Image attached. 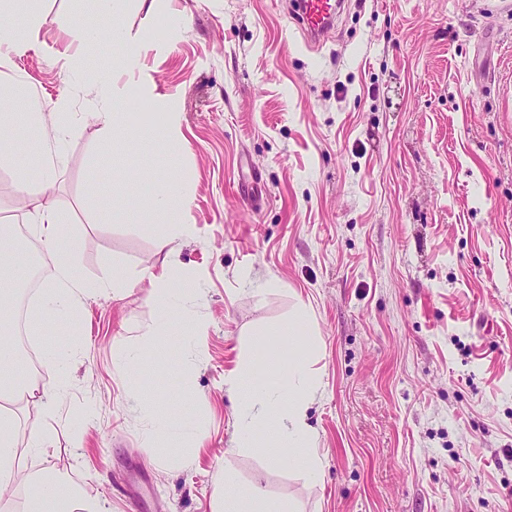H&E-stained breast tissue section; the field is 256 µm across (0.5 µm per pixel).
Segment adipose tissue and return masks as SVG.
<instances>
[{
	"label": "adipose tissue",
	"instance_id": "adipose-tissue-1",
	"mask_svg": "<svg viewBox=\"0 0 512 512\" xmlns=\"http://www.w3.org/2000/svg\"><path fill=\"white\" fill-rule=\"evenodd\" d=\"M42 0H0V166H10L23 148L16 136L24 127L37 146L35 164L15 175L13 199L23 210L26 223L54 263L52 277L44 283L39 309L29 318L33 335L43 333L51 319H64L78 325L85 299L93 293L120 292L127 278L112 273L89 282L74 275L73 258L82 248V239L65 222L55 199L56 162L64 152L71 128L64 112L45 111L33 95L23 74L15 72L13 56L34 48L46 18ZM139 189L135 208L122 211L125 219H136L152 233L158 248L194 236L195 228L185 218L184 203L172 178L133 171L129 174ZM150 302L160 313V330H201L193 303L196 290L176 267H164L151 274ZM182 302H175L173 292ZM13 330L10 321L0 317V497L11 486L25 490L24 512H104L100 499L85 494L56 479L48 471H33L30 458L53 453L51 435L35 431L26 448L16 442L17 403L40 413H49L55 400L64 396L70 383L57 373L52 351H45L43 366L52 374L51 384L41 378L24 377L19 356L8 342ZM238 407L237 427L242 445L265 453L276 449L280 456L294 461L307 477H318L322 460L313 449V432L307 421L308 407L319 385L308 356L289 352L287 363H279L268 353L251 356L247 368L226 379ZM218 512H296L295 508L273 499L259 486L242 489L225 481L217 500Z\"/></svg>",
	"mask_w": 512,
	"mask_h": 512
}]
</instances>
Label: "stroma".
I'll list each match as a JSON object with an SVG mask.
<instances>
[{"label":"stroma","mask_w":512,"mask_h":512,"mask_svg":"<svg viewBox=\"0 0 512 512\" xmlns=\"http://www.w3.org/2000/svg\"><path fill=\"white\" fill-rule=\"evenodd\" d=\"M292 2L127 0L115 22L139 66L98 80L70 36L94 0H43L41 45L13 62L45 111L74 115L55 186L85 240L74 271L130 287L86 299L79 335L50 321L27 336L72 379L55 452L31 465L105 512H213L226 474L299 512H512V8L347 0L311 50ZM169 110L164 162L143 129ZM110 111L131 127L115 151L93 118ZM129 165L177 177L195 235L173 253L113 219L137 195ZM171 263L198 290V338L156 333L148 276ZM301 306L315 480L235 450L225 385ZM173 402L174 433L201 447L165 444ZM168 119L164 129L155 133L157 146L152 144L153 151L163 159L169 158L179 146V113L168 112Z\"/></svg>","instance_id":"35a3bbf8"}]
</instances>
